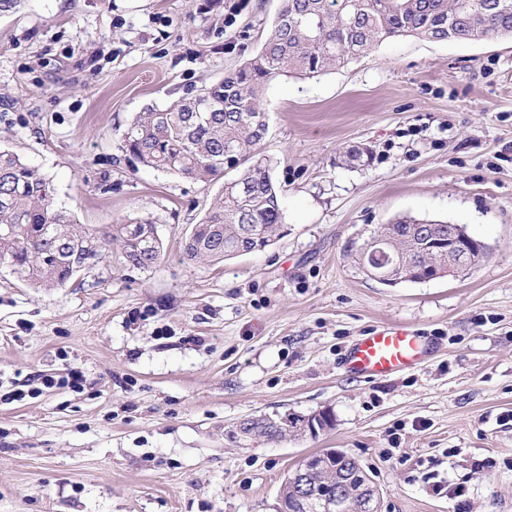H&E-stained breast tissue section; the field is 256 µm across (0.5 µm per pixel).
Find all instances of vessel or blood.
<instances>
[{"label": "vessel or blood", "instance_id": "vessel-or-blood-1", "mask_svg": "<svg viewBox=\"0 0 512 512\" xmlns=\"http://www.w3.org/2000/svg\"><path fill=\"white\" fill-rule=\"evenodd\" d=\"M431 349L428 337L415 327L382 326L357 338L343 365L348 373L361 378L388 377L416 367Z\"/></svg>", "mask_w": 512, "mask_h": 512}]
</instances>
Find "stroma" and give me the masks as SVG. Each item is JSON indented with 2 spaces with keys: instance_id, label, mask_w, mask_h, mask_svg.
<instances>
[{
  "instance_id": "35a3bbf8",
  "label": "stroma",
  "mask_w": 512,
  "mask_h": 512,
  "mask_svg": "<svg viewBox=\"0 0 512 512\" xmlns=\"http://www.w3.org/2000/svg\"><path fill=\"white\" fill-rule=\"evenodd\" d=\"M283 0H27L0 16V150L52 178L77 223L143 217L148 269L120 243L76 282L0 264V512H276L284 477L326 448L360 461L380 512H512V39L381 41L262 97L281 193L271 246L215 265L182 247L220 196L142 166L146 108L221 80ZM235 12L233 26L224 15ZM369 149L366 166L346 147ZM400 216L459 224L489 254L463 277L388 286L357 262ZM437 345L414 369L348 376L370 329ZM80 387H44L70 371ZM328 411L320 436L246 439L244 420Z\"/></svg>"
}]
</instances>
